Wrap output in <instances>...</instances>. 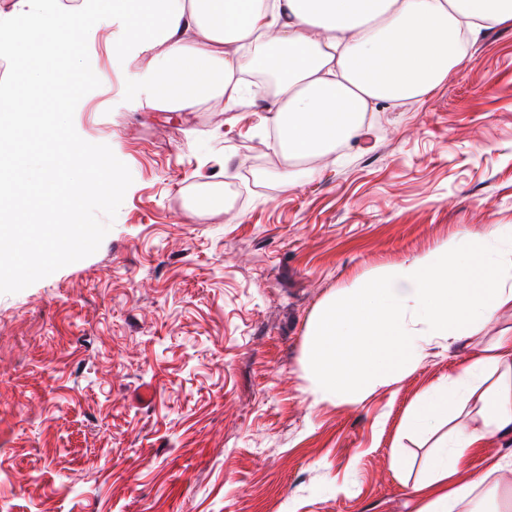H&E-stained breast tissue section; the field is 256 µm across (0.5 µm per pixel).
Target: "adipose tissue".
Wrapping results in <instances>:
<instances>
[{"mask_svg": "<svg viewBox=\"0 0 512 512\" xmlns=\"http://www.w3.org/2000/svg\"><path fill=\"white\" fill-rule=\"evenodd\" d=\"M147 61L149 112H223L243 102L241 75L276 78L272 148L292 165L333 156L364 133L377 105L418 101L461 60L469 34L512 22V0H116ZM512 225L448 240L334 295L312 313L305 366L313 402L355 403L413 373L429 347L471 345L466 363L422 393L403 419L430 440L417 512H460L480 494L512 512V460L468 473L492 438H512Z\"/></svg>", "mask_w": 512, "mask_h": 512, "instance_id": "ef3b65f1", "label": "adipose tissue"}]
</instances>
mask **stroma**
I'll list each match as a JSON object with an SVG mask.
<instances>
[{"instance_id":"35a3bbf8","label":"stroma","mask_w":512,"mask_h":512,"mask_svg":"<svg viewBox=\"0 0 512 512\" xmlns=\"http://www.w3.org/2000/svg\"><path fill=\"white\" fill-rule=\"evenodd\" d=\"M88 36L74 113L133 177L91 256L0 294V512H415L428 446L401 428L470 352L430 347L362 401L313 404L307 327L326 297L449 239L512 224V22L476 32L423 100L288 173L258 114L147 112L140 60ZM239 207L195 222L203 185ZM400 448L402 470L393 467Z\"/></svg>"}]
</instances>
